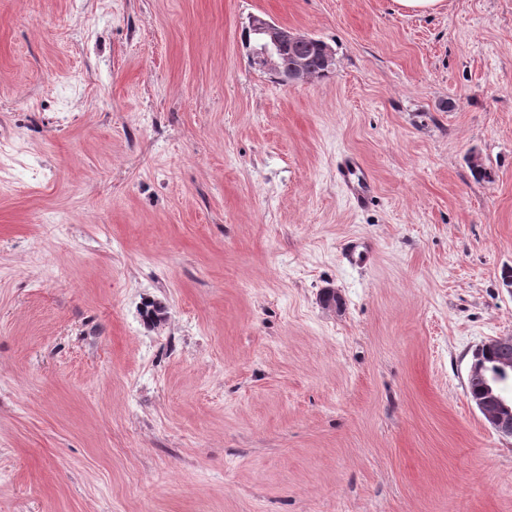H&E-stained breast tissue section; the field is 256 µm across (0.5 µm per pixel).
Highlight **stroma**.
I'll return each instance as SVG.
<instances>
[{
    "label": "stroma",
    "mask_w": 512,
    "mask_h": 512,
    "mask_svg": "<svg viewBox=\"0 0 512 512\" xmlns=\"http://www.w3.org/2000/svg\"><path fill=\"white\" fill-rule=\"evenodd\" d=\"M507 266L512 0H0V512H512ZM247 28L254 34L250 56L256 66L287 86L315 79L306 57L296 55L291 62L288 56V62L285 60L286 50L308 42L311 38L308 34L260 15H252ZM326 46L327 44L324 41L312 38V40L304 46L303 51L311 59L313 65L317 64L323 54L321 59V70L333 71L336 65L335 54L331 47L326 48L323 53ZM336 178L354 207L364 208L374 193L373 178L355 155H345L336 165ZM483 348L493 354L505 367L512 368V336H500L485 341ZM510 379L512 380V371L511 375H502L500 380L497 375L485 376L481 391L474 397L469 395L470 401L489 426L497 433L508 437H512V396L508 397L501 393L499 382L505 390Z\"/></svg>",
    "instance_id": "stroma-1"
}]
</instances>
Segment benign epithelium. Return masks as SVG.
Here are the masks:
<instances>
[{
	"label": "benign epithelium",
	"mask_w": 512,
	"mask_h": 512,
	"mask_svg": "<svg viewBox=\"0 0 512 512\" xmlns=\"http://www.w3.org/2000/svg\"><path fill=\"white\" fill-rule=\"evenodd\" d=\"M248 29L254 34L250 56L260 69L287 86L315 78L307 58L297 55L290 63L285 60V52L308 42L309 35L260 15L250 17ZM483 348L512 368V336L491 338L483 343ZM470 401L494 431L512 437V396L501 393L498 376L484 378L481 391Z\"/></svg>",
	"instance_id": "obj_1"
}]
</instances>
